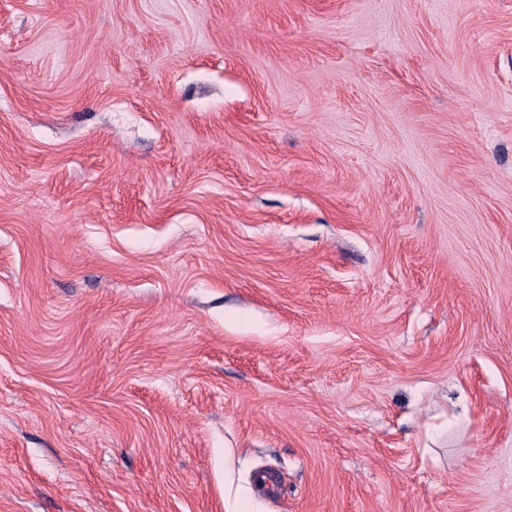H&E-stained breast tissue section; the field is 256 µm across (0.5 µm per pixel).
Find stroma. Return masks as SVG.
Here are the masks:
<instances>
[{"mask_svg": "<svg viewBox=\"0 0 512 512\" xmlns=\"http://www.w3.org/2000/svg\"><path fill=\"white\" fill-rule=\"evenodd\" d=\"M0 512H512V0H0Z\"/></svg>", "mask_w": 512, "mask_h": 512, "instance_id": "obj_1", "label": "stroma"}]
</instances>
